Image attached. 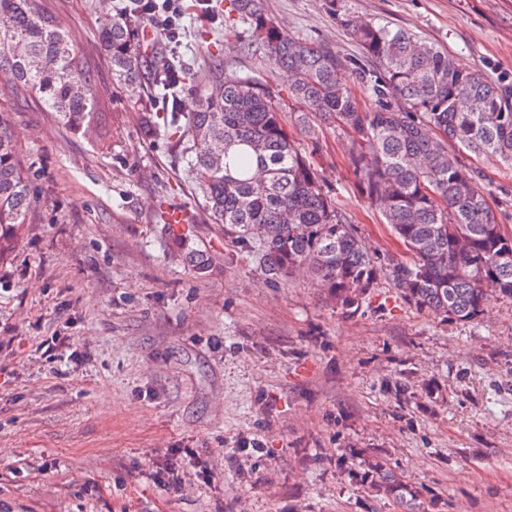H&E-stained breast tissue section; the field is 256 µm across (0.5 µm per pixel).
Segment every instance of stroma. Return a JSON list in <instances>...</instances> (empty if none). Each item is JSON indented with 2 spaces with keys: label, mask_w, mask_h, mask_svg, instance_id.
Instances as JSON below:
<instances>
[{
  "label": "stroma",
  "mask_w": 512,
  "mask_h": 512,
  "mask_svg": "<svg viewBox=\"0 0 512 512\" xmlns=\"http://www.w3.org/2000/svg\"><path fill=\"white\" fill-rule=\"evenodd\" d=\"M85 54L109 111L93 144L0 82V117L33 174L30 221L0 265V512H399L377 495L378 457L424 495L426 512H512V300L478 322L405 302L382 269L357 311L296 272L272 287L211 223L183 160L145 137L97 39L118 0H40ZM179 43L147 61L181 65L182 111L204 93L199 42L226 66L288 87L235 47L226 0H183ZM512 82V0H352ZM287 31L359 56L324 0H266ZM350 137L305 143L370 252L402 243L368 209ZM499 223L512 229V166L466 153ZM179 206L217 262L198 278L164 245ZM60 337L68 356L50 348Z\"/></svg>",
  "instance_id": "stroma-1"
}]
</instances>
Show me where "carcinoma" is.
I'll use <instances>...</instances> for the list:
<instances>
[{
  "label": "carcinoma",
  "mask_w": 512,
  "mask_h": 512,
  "mask_svg": "<svg viewBox=\"0 0 512 512\" xmlns=\"http://www.w3.org/2000/svg\"><path fill=\"white\" fill-rule=\"evenodd\" d=\"M224 25L244 23L256 39L240 52H259L288 77V98L256 76L224 67L207 55V92L197 110L138 113L149 138L177 137L188 178L211 220L222 226L236 255L275 286L305 268L348 310L377 285L380 257L370 254L324 183L315 163L288 132L283 108L310 140L325 125L352 138L349 163L368 207L378 211L406 248L392 263L401 297L433 316L480 319L488 289L512 299V231L499 223L475 185L477 171L448 149L512 165V82L482 70L459 69L447 50L411 31L358 14L351 0H328L336 23L372 64L363 69L323 40L282 29L265 0H228ZM140 10L106 19L98 30L112 78L138 103L143 60L134 49ZM0 72L15 93L37 101L68 130L104 139L106 113L84 57L52 13L37 0H0ZM186 80L178 69L154 73L153 86L171 103ZM370 91L366 108L351 82ZM291 105H285V102ZM30 173L18 158L9 124L0 119V264L9 261L28 223ZM165 235L200 278L210 254L186 234ZM374 489L421 512L420 493L384 462L369 464Z\"/></svg>",
  "instance_id": "cac0c4a2"
}]
</instances>
